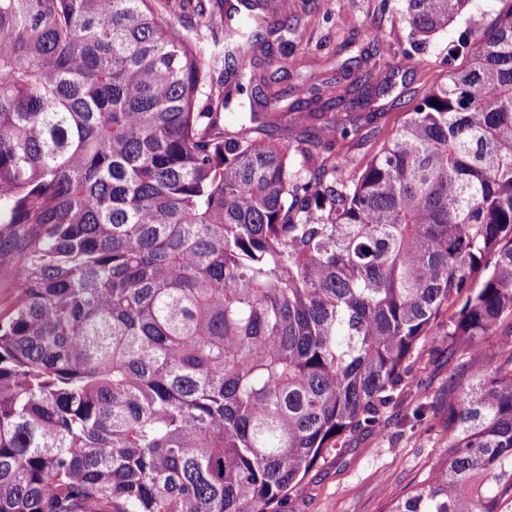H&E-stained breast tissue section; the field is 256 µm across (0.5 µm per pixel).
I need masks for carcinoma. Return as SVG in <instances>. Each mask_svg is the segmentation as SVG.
<instances>
[{"label":"carcinoma","mask_w":512,"mask_h":512,"mask_svg":"<svg viewBox=\"0 0 512 512\" xmlns=\"http://www.w3.org/2000/svg\"><path fill=\"white\" fill-rule=\"evenodd\" d=\"M403 2L426 40L472 0ZM501 2L366 162L344 157V180L323 153L399 67L229 112L245 84L268 86L252 49L269 0L211 47L155 0H0V280L16 288L0 312V512H281L414 384L408 360L461 297L446 336L472 372L448 400V453L388 512L512 501Z\"/></svg>","instance_id":"obj_1"}]
</instances>
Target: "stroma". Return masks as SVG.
Here are the masks:
<instances>
[{"label":"stroma","instance_id":"obj_1","mask_svg":"<svg viewBox=\"0 0 512 512\" xmlns=\"http://www.w3.org/2000/svg\"><path fill=\"white\" fill-rule=\"evenodd\" d=\"M288 15L287 31L270 36L255 50V61L275 87L293 93L302 84L338 80L348 62L374 55L381 64L406 60L395 77L393 94L372 107L365 123L369 138H350L336 149L368 159L405 119L406 99L422 93L460 65L455 50L464 33L476 34L501 7L500 0H472L462 16L427 42L413 36L402 13V0H351L326 9L321 0H270ZM162 16L192 22L201 32L222 31L225 7L216 0H164ZM469 356L465 349L448 354L445 344L423 341L411 359L416 386L397 393L374 431H358L337 442L290 496L285 512H387L390 502L411 490L448 450L442 410L453 387H464Z\"/></svg>","mask_w":512,"mask_h":512}]
</instances>
